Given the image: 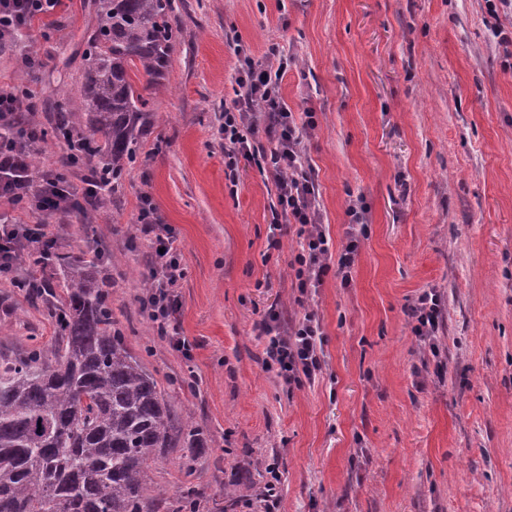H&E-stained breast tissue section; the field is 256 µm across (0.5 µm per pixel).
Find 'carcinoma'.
Segmentation results:
<instances>
[{
    "label": "carcinoma",
    "mask_w": 512,
    "mask_h": 512,
    "mask_svg": "<svg viewBox=\"0 0 512 512\" xmlns=\"http://www.w3.org/2000/svg\"><path fill=\"white\" fill-rule=\"evenodd\" d=\"M82 93L60 110L85 159L117 187L129 174L151 99L174 46L172 0H94ZM59 341L0 353V512H200L186 482L171 503L146 495L150 463L169 448L195 453L202 430L174 416L165 390L112 318L102 253L59 258Z\"/></svg>",
    "instance_id": "obj_1"
}]
</instances>
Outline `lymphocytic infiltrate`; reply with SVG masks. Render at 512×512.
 <instances>
[{"label":"lymphocytic infiltrate","instance_id":"1","mask_svg":"<svg viewBox=\"0 0 512 512\" xmlns=\"http://www.w3.org/2000/svg\"><path fill=\"white\" fill-rule=\"evenodd\" d=\"M64 0H0V41L17 37L35 23L54 16ZM292 62L278 44H269L261 60L243 55L236 69V97L224 110V163L235 168L244 158L267 170L276 187L268 246L279 249L287 233H295L299 249L291 265L293 283L301 295L321 287L328 274L350 283L351 270L366 232L364 217L351 211L346 243L332 254L323 227L316 187L305 163L306 142L317 127L315 112L295 117L282 94V82ZM27 90L0 85V205L17 212L11 222L0 224V274L11 275L22 255L36 250L52 251L55 238L43 226L22 221L25 213L66 216L76 198H100L102 185L87 182L82 193L54 170L35 171L33 156L45 131L23 119ZM139 219L153 250L150 266L152 288L144 311L162 335L178 327L180 304L176 288L184 276L177 238L171 225L158 215L150 197L140 199ZM266 336V364L277 368L288 384L314 379L321 372L323 331L313 312H305L292 324H283L276 311L259 323Z\"/></svg>","mask_w":512,"mask_h":512}]
</instances>
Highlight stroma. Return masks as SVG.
Listing matches in <instances>:
<instances>
[{
  "label": "stroma",
  "instance_id": "1",
  "mask_svg": "<svg viewBox=\"0 0 512 512\" xmlns=\"http://www.w3.org/2000/svg\"><path fill=\"white\" fill-rule=\"evenodd\" d=\"M171 64L130 176L86 226L53 217L56 253H109L112 314L175 413L202 428L192 481L231 512H512V7L502 0H173ZM91 0H66L0 46V84L29 89L53 127L88 67ZM293 58L291 111L318 126L307 160L323 225L340 252L347 209L367 235L349 285L326 277L300 298L295 235L267 247L274 182L250 161L224 165L220 127L234 97L235 46ZM37 51L40 70L22 68ZM150 195L182 244L173 348L141 312L150 249L137 235ZM443 301L439 352L413 335L407 308ZM313 310L322 372L301 386L266 367L254 328L268 308ZM45 304L0 279V352L51 347ZM185 451L149 472L177 495ZM275 482L278 501L259 497Z\"/></svg>",
  "mask_w": 512,
  "mask_h": 512
}]
</instances>
